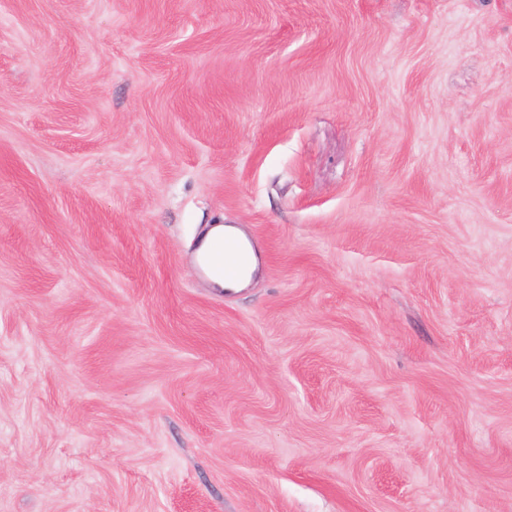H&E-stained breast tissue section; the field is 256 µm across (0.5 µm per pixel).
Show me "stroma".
I'll return each instance as SVG.
<instances>
[{"label":"stroma","instance_id":"obj_1","mask_svg":"<svg viewBox=\"0 0 512 512\" xmlns=\"http://www.w3.org/2000/svg\"><path fill=\"white\" fill-rule=\"evenodd\" d=\"M0 512H512V0H0ZM217 238L240 240L245 243L249 251L250 259L246 272L234 280L224 281L223 279H217L212 276L231 278L239 274L244 263L243 255L245 253V246L242 243L237 241H227L225 244L218 243L215 249L217 253L223 255L222 261L218 263L209 261L206 264V271L212 275L208 276V278L213 284L219 288L238 291L248 284L256 270L257 263L253 249L238 229L231 226H224L223 224H217L211 227L202 238L197 249V263L206 255L211 243Z\"/></svg>","mask_w":512,"mask_h":512}]
</instances>
